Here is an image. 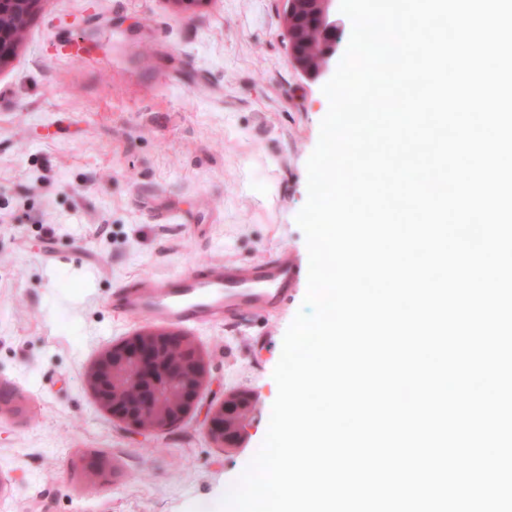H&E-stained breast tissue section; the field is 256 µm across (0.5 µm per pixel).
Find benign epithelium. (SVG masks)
I'll return each mask as SVG.
<instances>
[{
	"label": "benign epithelium",
	"mask_w": 512,
	"mask_h": 512,
	"mask_svg": "<svg viewBox=\"0 0 512 512\" xmlns=\"http://www.w3.org/2000/svg\"><path fill=\"white\" fill-rule=\"evenodd\" d=\"M42 0H0V70L15 57L24 30ZM335 0H287L284 26L291 49V61L307 78L317 79L333 66L340 41L336 28ZM314 23L324 30L325 54L321 66L314 67L307 59L300 43L294 37L299 28ZM172 347L183 350V358L163 362L166 351ZM119 359L134 363L141 375L150 379L160 374L177 386L181 395L172 410L160 406L159 396L143 393L133 396L119 383H111L110 364ZM208 364L193 339L170 330L149 329L104 349L88 366L83 382L94 395L100 408L112 417L124 422L130 429L143 434H161L173 427L172 421L184 419L196 407L201 390L209 383ZM241 392H233L210 408L206 415V434L218 447H237L247 435L241 429L228 434V425L234 420ZM151 417L153 425H143L145 417Z\"/></svg>",
	"instance_id": "benign-epithelium-1"
}]
</instances>
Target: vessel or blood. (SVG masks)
Returning <instances> with one entry per match:
<instances>
[{"label": "vessel or blood", "instance_id": "1", "mask_svg": "<svg viewBox=\"0 0 512 512\" xmlns=\"http://www.w3.org/2000/svg\"><path fill=\"white\" fill-rule=\"evenodd\" d=\"M297 277L295 264L284 256L212 264L160 283L138 280L117 291L114 307L177 325L230 321L247 310L280 312Z\"/></svg>", "mask_w": 512, "mask_h": 512}]
</instances>
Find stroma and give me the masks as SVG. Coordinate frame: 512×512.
Segmentation results:
<instances>
[{
  "label": "stroma",
  "mask_w": 512,
  "mask_h": 512,
  "mask_svg": "<svg viewBox=\"0 0 512 512\" xmlns=\"http://www.w3.org/2000/svg\"><path fill=\"white\" fill-rule=\"evenodd\" d=\"M283 0H44L0 71V512H202L249 465L268 428L272 377L306 283L281 314L188 329L211 383L160 435L101 410L83 374L147 329L116 315V288L211 263L307 261L296 215L328 110L323 80L290 59ZM257 394L248 436L216 447L204 413ZM105 456L90 487L82 459Z\"/></svg>",
  "instance_id": "1"
}]
</instances>
